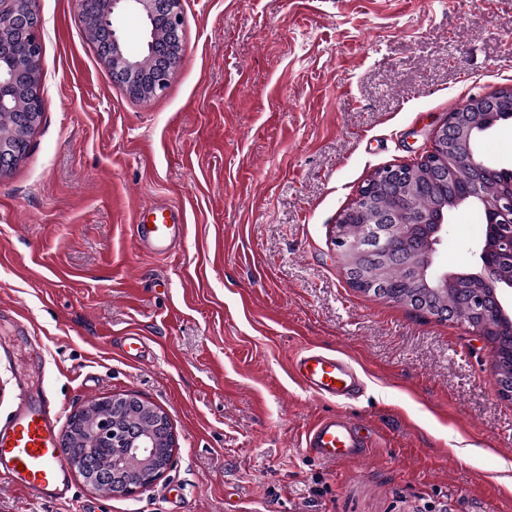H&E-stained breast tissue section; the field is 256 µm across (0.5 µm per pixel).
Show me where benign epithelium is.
I'll return each mask as SVG.
<instances>
[{"label":"benign epithelium","mask_w":512,"mask_h":512,"mask_svg":"<svg viewBox=\"0 0 512 512\" xmlns=\"http://www.w3.org/2000/svg\"><path fill=\"white\" fill-rule=\"evenodd\" d=\"M83 22L94 29L95 49L112 70V80L123 86L133 97L149 99L163 93L182 58L183 13L181 0H73ZM127 11L138 13L145 25L143 51L129 53L118 27V18ZM40 18L33 8V0H0V112H10L19 100L25 101L26 113L19 124L0 126V177L10 174L22 159L30 132L38 115L43 112V98L39 82L42 43L38 37ZM28 60L26 68L16 64L17 55ZM153 61L148 67L145 61ZM486 95L470 97L459 109L448 113L433 132V150L422 159L427 163L439 156L449 143L471 147V140L480 131V123L472 118L476 110L489 109ZM414 166H387L375 170L358 193L357 201H370L377 184L406 185L411 182ZM455 206H469L485 214L488 224L478 241L477 261L469 271H448L435 265L436 245L447 221L448 210L409 214L397 221L390 215L377 217L359 239L336 234V246L346 265L348 279L359 289L384 296L381 269L378 263L395 255L394 243L401 238L407 224H419L425 231L427 245L412 255L403 257L407 273L434 288L446 290L471 285L469 300L470 320L475 335L486 338L481 325L495 318L512 326V317L506 314L501 297L512 289V194L495 199L475 189L458 198ZM132 398L113 396L107 399L108 410L94 415L90 434L96 447L112 453L113 475L121 473L129 459L154 466L153 473L142 483L128 485L115 483L116 496H132L150 487L168 469L157 463V448L165 441L174 446L168 416L151 406H144L156 421V431H144L131 423H120L116 414L130 408ZM89 408H82L70 419L60 448L63 456L70 455L75 430ZM88 484L105 479L94 471L88 458L73 467Z\"/></svg>","instance_id":"obj_1"}]
</instances>
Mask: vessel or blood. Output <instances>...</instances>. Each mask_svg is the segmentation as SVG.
I'll use <instances>...</instances> for the list:
<instances>
[{"mask_svg": "<svg viewBox=\"0 0 512 512\" xmlns=\"http://www.w3.org/2000/svg\"><path fill=\"white\" fill-rule=\"evenodd\" d=\"M134 233L140 249L154 255L171 254L184 235L183 225L168 222L163 209L140 211ZM290 371L306 391L339 405L362 393L364 381L349 358L312 346L291 362ZM59 405L44 398L37 405L21 404L0 418V483L20 487L32 496L65 497L68 471L60 454ZM363 427L339 412L316 422L305 443L309 453L332 464H351L367 454Z\"/></svg>", "mask_w": 512, "mask_h": 512, "instance_id": "vessel-or-blood-1", "label": "vessel or blood"}]
</instances>
